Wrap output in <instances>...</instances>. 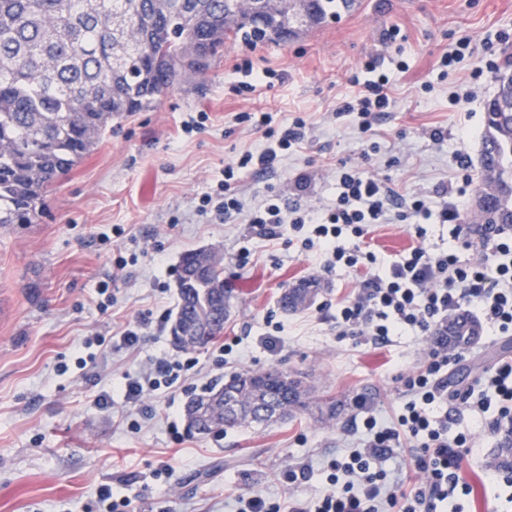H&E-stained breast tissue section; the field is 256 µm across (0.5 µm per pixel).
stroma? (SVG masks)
<instances>
[{
  "instance_id": "35a3bbf8",
  "label": "stroma",
  "mask_w": 512,
  "mask_h": 512,
  "mask_svg": "<svg viewBox=\"0 0 512 512\" xmlns=\"http://www.w3.org/2000/svg\"><path fill=\"white\" fill-rule=\"evenodd\" d=\"M397 26L391 49L381 30ZM512 33V0H359L338 22L285 43L226 49L224 57L190 85L159 97L147 111L112 124L95 148L64 177L31 224L0 226V512H106L100 485L129 484L131 512H234L237 496L260 492L275 499L311 498L327 484L323 462L353 445L366 413L394 421L404 401L401 375L420 368L431 343L395 336L388 342L339 335L341 300L354 295L358 279L344 271L322 273L312 252L260 238L245 217L206 224L195 206L220 179L225 163L259 147L260 133L236 123L235 113L272 111L280 122L304 116L309 125L301 148L275 171L248 172L240 182L246 205L269 190L288 187L309 208L336 195L340 162H362L399 192H427L457 182L453 153H468L470 176L479 173L486 103L498 90L496 71L472 79L469 61L440 73V56L461 35L475 44L498 31ZM380 57L390 76L394 105L373 126L375 153L362 158L364 137L338 105L356 96L349 77L370 57ZM272 71L270 86L243 98L231 92L234 67L244 59ZM408 65L399 72L398 61ZM461 95L458 106L449 99ZM203 111V130L184 136L181 125ZM447 137L434 144L429 133ZM417 238L404 224H381L365 241L390 258L423 245L448 244V227L430 224ZM252 252L247 266L234 257ZM224 257V290L230 313L224 340L238 349L220 355L215 345L196 350L202 381L272 366L306 376L314 396L345 403L333 420L316 410L267 427L239 428L199 436L184 426V406L194 390L184 383L141 405L116 402L102 409L96 395L112 391L160 352H173L169 322L162 316L178 303L177 267L191 251ZM126 261L117 272V261ZM317 278L321 291L306 310L287 314L278 306L284 289ZM110 295H102V287ZM281 327L280 345L265 348L266 316ZM141 324L143 342L101 348L93 364L79 368L77 350L87 336L111 339ZM512 358V335L483 328L479 342L448 367L449 432L470 426L473 440L464 475L469 496L448 501L450 512H512V486L488 488L483 474L500 447L504 429L476 426L460 414L457 393L486 370ZM67 372H59V364ZM180 421L179 438L169 424ZM138 430H130V422ZM313 466L308 481L291 484L289 465ZM173 466L171 480L155 471Z\"/></svg>"
}]
</instances>
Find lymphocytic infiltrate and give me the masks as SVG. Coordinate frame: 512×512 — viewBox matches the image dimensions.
Here are the masks:
<instances>
[{"label":"lymphocytic infiltrate","instance_id":"obj_1","mask_svg":"<svg viewBox=\"0 0 512 512\" xmlns=\"http://www.w3.org/2000/svg\"><path fill=\"white\" fill-rule=\"evenodd\" d=\"M351 81L360 85L361 92L355 100L343 102L339 111L353 115L357 130L365 134L371 131L376 113L392 104L390 77L382 71L380 59L373 57L352 74ZM235 119L251 123L265 142L225 164L223 179L215 192L201 195L197 212L211 224L247 215L268 241L282 238L283 224H291L302 235V251H319L323 272L366 270L359 293L339 306L336 323L341 335L434 339L448 316L461 311L479 316L500 333H512V227L488 230L480 257H467L472 244L461 212L466 186L443 188L435 204L420 193L399 194L367 169L344 162L336 171V197L327 208L309 209L273 192L249 209L237 189L240 171L273 168L281 156L303 143L307 122L297 116L279 129L270 112H241ZM430 219L448 225L447 246L411 248L374 271L376 255L362 245L370 228L408 224L422 238L424 223ZM449 363L447 346L436 343L425 365L402 376L407 399L396 424L374 414L365 417L356 446L327 462L329 486L318 497L284 503L262 494L241 496L236 512H445L451 492L471 494V486L460 475L471 446L470 429L464 426L449 435L447 420L434 418L429 411L445 400ZM197 364L196 357L187 353H159L127 373L117 394L100 393L94 403L108 407L117 395L125 403H141L184 381ZM482 382L500 403L493 425L512 422V361L490 368ZM491 399L476 401L467 391L459 401L466 411L482 416ZM405 438L412 442L406 453L401 450Z\"/></svg>","mask_w":512,"mask_h":512}]
</instances>
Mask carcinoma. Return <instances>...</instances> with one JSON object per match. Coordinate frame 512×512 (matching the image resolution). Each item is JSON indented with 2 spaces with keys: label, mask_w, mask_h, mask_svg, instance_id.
Wrapping results in <instances>:
<instances>
[{
  "label": "carcinoma",
  "mask_w": 512,
  "mask_h": 512,
  "mask_svg": "<svg viewBox=\"0 0 512 512\" xmlns=\"http://www.w3.org/2000/svg\"><path fill=\"white\" fill-rule=\"evenodd\" d=\"M0 0V225L31 224L57 181L115 120L150 108L167 90L209 69L231 42H287L336 21L357 0ZM487 103L472 223L482 233L512 226V60ZM179 350L201 349L224 331L229 299L223 258L183 256L177 269ZM317 289L287 288L285 311L307 307ZM461 313L442 329L448 349L480 336ZM309 386L285 370H245L185 405L191 432L285 420L306 406Z\"/></svg>",
  "instance_id": "carcinoma-1"
}]
</instances>
